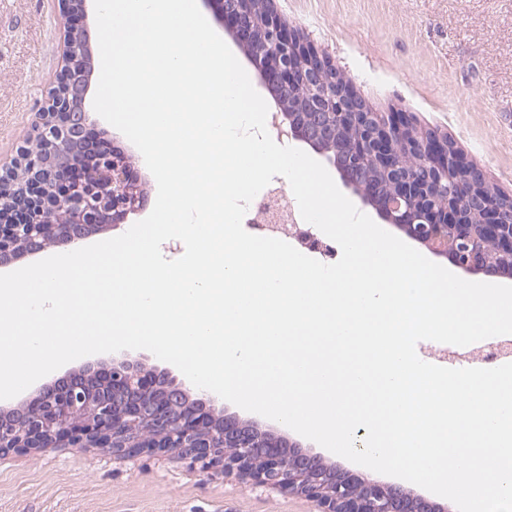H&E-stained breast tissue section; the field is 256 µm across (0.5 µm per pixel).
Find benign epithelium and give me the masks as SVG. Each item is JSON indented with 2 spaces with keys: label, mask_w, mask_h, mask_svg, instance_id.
I'll use <instances>...</instances> for the list:
<instances>
[{
  "label": "benign epithelium",
  "mask_w": 512,
  "mask_h": 512,
  "mask_svg": "<svg viewBox=\"0 0 512 512\" xmlns=\"http://www.w3.org/2000/svg\"><path fill=\"white\" fill-rule=\"evenodd\" d=\"M88 0H59L71 21L60 49L63 65L47 89L36 149L20 150L0 168V262L49 242L71 245L88 229L121 224L144 199L125 154L90 130L85 101L94 74L90 40L79 28ZM228 29L245 45L255 34L265 53L251 57L262 81L306 93V111L275 100L274 116L295 139L340 169L346 187L404 231L463 271H512V197L489 188L434 132H421L403 112H375L349 83L326 77L331 65L273 12L259 19L250 0H216ZM354 134L336 139V130ZM213 392L188 398L185 381L167 369L147 373L137 360L102 362L43 387L28 404L0 414V453H26L65 442L129 456L174 454L203 471L237 470L253 484L302 494L321 512H438L437 503L395 483L338 470L300 443L273 437L231 415L217 416Z\"/></svg>",
  "instance_id": "obj_1"
}]
</instances>
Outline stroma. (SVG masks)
I'll return each instance as SVG.
<instances>
[{"instance_id":"35a3bbf8","label":"stroma","mask_w":512,"mask_h":512,"mask_svg":"<svg viewBox=\"0 0 512 512\" xmlns=\"http://www.w3.org/2000/svg\"><path fill=\"white\" fill-rule=\"evenodd\" d=\"M289 27L346 74L376 111L409 113L446 134L501 193L512 194V0H273ZM58 0H0V167L33 144L46 88L61 69ZM95 131L129 156L151 212L157 185L137 148L98 114ZM215 409L300 441L326 463L366 474L287 426L216 399ZM302 495L173 454L107 448L0 455V512H320Z\"/></svg>"}]
</instances>
